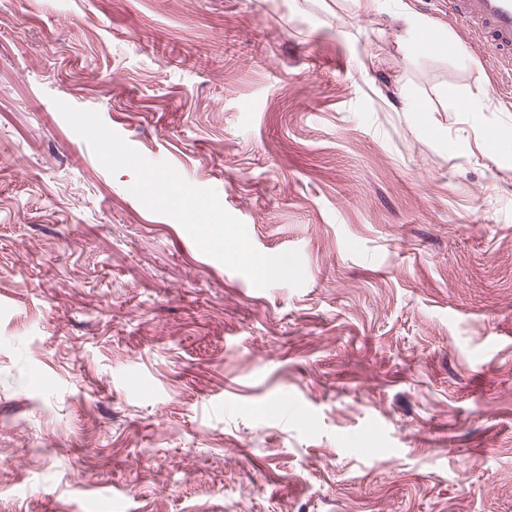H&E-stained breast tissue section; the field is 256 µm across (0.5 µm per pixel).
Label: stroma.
Listing matches in <instances>:
<instances>
[{"label":"stroma","instance_id":"stroma-1","mask_svg":"<svg viewBox=\"0 0 512 512\" xmlns=\"http://www.w3.org/2000/svg\"><path fill=\"white\" fill-rule=\"evenodd\" d=\"M492 53L446 0H0V512H512ZM58 99L304 285L204 254Z\"/></svg>","mask_w":512,"mask_h":512}]
</instances>
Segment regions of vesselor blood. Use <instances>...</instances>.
Instances as JSON below:
<instances>
[{"instance_id":"1","label":"vessel or blood","mask_w":512,"mask_h":512,"mask_svg":"<svg viewBox=\"0 0 512 512\" xmlns=\"http://www.w3.org/2000/svg\"><path fill=\"white\" fill-rule=\"evenodd\" d=\"M448 13L493 47L503 74L512 73V0H448Z\"/></svg>"}]
</instances>
